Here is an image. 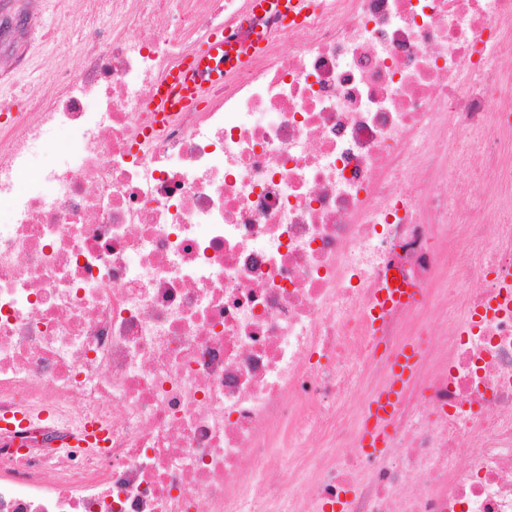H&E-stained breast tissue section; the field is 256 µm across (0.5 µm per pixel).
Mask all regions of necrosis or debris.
Segmentation results:
<instances>
[{"label": "necrosis or debris", "instance_id": "obj_1", "mask_svg": "<svg viewBox=\"0 0 512 512\" xmlns=\"http://www.w3.org/2000/svg\"><path fill=\"white\" fill-rule=\"evenodd\" d=\"M243 6L41 29L68 48L0 126V512H512V0ZM219 28L265 54L157 124ZM314 0H286L278 3V10L282 20L288 19V23L301 25L308 12L313 9ZM417 352L412 347L405 348L394 360L391 386L381 392L375 401V410L384 415L389 407L396 402L402 385L412 376L417 362Z\"/></svg>", "mask_w": 512, "mask_h": 512}]
</instances>
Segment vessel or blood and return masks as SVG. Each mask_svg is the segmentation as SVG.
<instances>
[{"mask_svg":"<svg viewBox=\"0 0 512 512\" xmlns=\"http://www.w3.org/2000/svg\"><path fill=\"white\" fill-rule=\"evenodd\" d=\"M314 7V0H280L278 10L282 19L289 23L302 24L308 12ZM225 35L216 32L207 44L201 46L197 54L181 68L173 78V84L165 94L153 97V109L157 112H172L197 107L198 89L206 82L221 78L224 71L238 66L239 58L224 51ZM417 362L413 348H405L394 360L391 386L381 392L375 401L378 414H385L396 402L402 385L412 376Z\"/></svg>","mask_w":512,"mask_h":512,"instance_id":"b4317fda","label":"vessel or blood"}]
</instances>
